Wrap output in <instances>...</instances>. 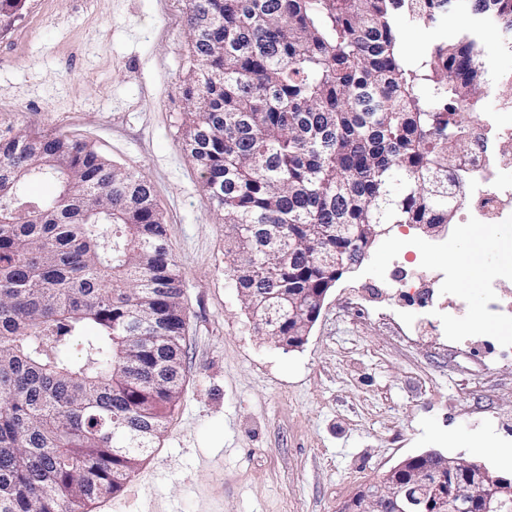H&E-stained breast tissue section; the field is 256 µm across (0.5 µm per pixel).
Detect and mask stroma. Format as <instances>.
<instances>
[{"label":"stroma","instance_id":"stroma-1","mask_svg":"<svg viewBox=\"0 0 512 512\" xmlns=\"http://www.w3.org/2000/svg\"><path fill=\"white\" fill-rule=\"evenodd\" d=\"M188 0H26L0 28V125L90 144L142 172L183 278L180 399L151 454L90 512H336L358 486L429 450L512 474L508 244L487 238L497 278L455 277L437 299L455 318L422 320L390 284L447 272L458 226L434 239L405 225L329 291L305 344L258 333L229 273L226 228L185 148ZM460 18L406 22L416 62L456 37Z\"/></svg>","mask_w":512,"mask_h":512}]
</instances>
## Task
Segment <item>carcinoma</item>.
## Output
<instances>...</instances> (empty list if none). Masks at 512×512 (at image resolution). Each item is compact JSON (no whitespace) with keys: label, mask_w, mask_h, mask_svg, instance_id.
I'll return each mask as SVG.
<instances>
[{"label":"carcinoma","mask_w":512,"mask_h":512,"mask_svg":"<svg viewBox=\"0 0 512 512\" xmlns=\"http://www.w3.org/2000/svg\"><path fill=\"white\" fill-rule=\"evenodd\" d=\"M25 0H0L9 24ZM464 27L411 64L403 18ZM186 150L265 336L389 224H450L512 51V0H189ZM58 193L33 198L29 185ZM150 182L85 143L0 129V512H87L150 453L184 376L182 279ZM84 337L81 356L71 341Z\"/></svg>","instance_id":"carcinoma-1"}]
</instances>
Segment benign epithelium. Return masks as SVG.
Returning <instances> with one entry per match:
<instances>
[{"mask_svg":"<svg viewBox=\"0 0 512 512\" xmlns=\"http://www.w3.org/2000/svg\"><path fill=\"white\" fill-rule=\"evenodd\" d=\"M327 290L288 300V316L316 322ZM337 512H512V477L492 473L462 455L437 451L411 456L359 486Z\"/></svg>","mask_w":512,"mask_h":512,"instance_id":"1","label":"benign epithelium"}]
</instances>
